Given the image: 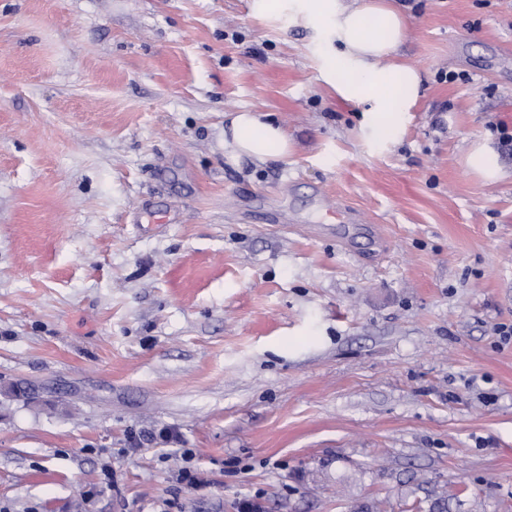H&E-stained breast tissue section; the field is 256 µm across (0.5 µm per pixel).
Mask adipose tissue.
Returning <instances> with one entry per match:
<instances>
[{"instance_id":"obj_1","label":"adipose tissue","mask_w":512,"mask_h":512,"mask_svg":"<svg viewBox=\"0 0 512 512\" xmlns=\"http://www.w3.org/2000/svg\"><path fill=\"white\" fill-rule=\"evenodd\" d=\"M250 12L284 29H309L323 79L342 101L364 107V138L381 147L399 140L422 75L399 60L409 23L394 0H250ZM292 150L287 131L263 112H235L224 128L232 164L284 161Z\"/></svg>"}]
</instances>
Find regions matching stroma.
I'll return each instance as SVG.
<instances>
[{
  "mask_svg": "<svg viewBox=\"0 0 512 512\" xmlns=\"http://www.w3.org/2000/svg\"><path fill=\"white\" fill-rule=\"evenodd\" d=\"M400 7L376 150L249 0H0V512H512V0ZM244 108L288 162H226ZM490 143L487 139L473 146L466 158L468 168L486 181L497 180L503 174L498 154Z\"/></svg>",
  "mask_w": 512,
  "mask_h": 512,
  "instance_id": "35a3bbf8",
  "label": "stroma"
}]
</instances>
